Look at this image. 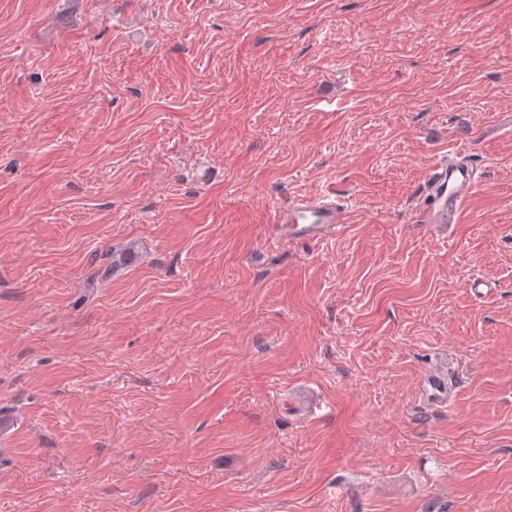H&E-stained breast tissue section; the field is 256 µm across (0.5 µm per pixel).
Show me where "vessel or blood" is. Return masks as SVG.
<instances>
[{
	"label": "vessel or blood",
	"mask_w": 512,
	"mask_h": 512,
	"mask_svg": "<svg viewBox=\"0 0 512 512\" xmlns=\"http://www.w3.org/2000/svg\"><path fill=\"white\" fill-rule=\"evenodd\" d=\"M476 183L477 170L468 162L453 158L440 162L425 179L421 199L412 215L413 223H455ZM347 217V205L334 193L327 192L290 199L276 213L275 221L286 225L289 240L320 241L337 232ZM449 391L448 380L442 373H434L425 381L426 398L430 403H444Z\"/></svg>",
	"instance_id": "b4317fda"
}]
</instances>
